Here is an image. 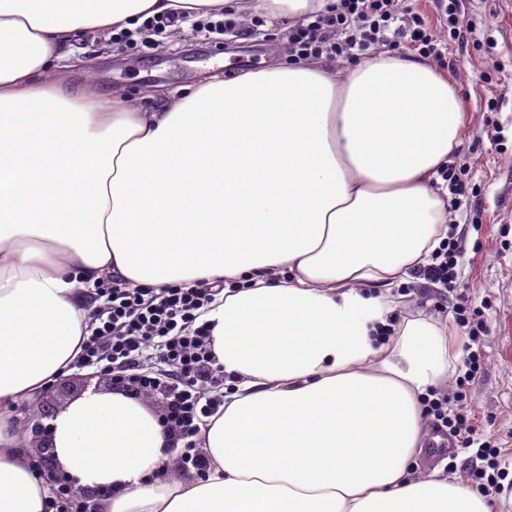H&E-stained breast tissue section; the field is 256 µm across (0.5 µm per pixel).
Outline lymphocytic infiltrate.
<instances>
[{
  "instance_id": "lymphocytic-infiltrate-1",
  "label": "lymphocytic infiltrate",
  "mask_w": 512,
  "mask_h": 512,
  "mask_svg": "<svg viewBox=\"0 0 512 512\" xmlns=\"http://www.w3.org/2000/svg\"><path fill=\"white\" fill-rule=\"evenodd\" d=\"M461 12L460 0H438L437 21L432 24L407 0H340L336 10L294 28L288 50L301 59L338 62L402 43L421 58L442 64L446 58L439 31L444 28L463 38ZM458 254L454 242L442 243L432 264L417 269V276L427 286L451 288ZM217 293L206 282L193 288H151L122 280L100 283L91 295L95 307L76 360L82 367L122 375L140 394L165 399L162 422L182 445L177 458L182 473H207L208 459L199 448V436L224 405V368L211 347L214 324L205 318ZM480 368V354L470 353L453 394H434L423 398L422 405L434 428L475 447L473 487L484 496L499 495L505 490L499 470L501 448L479 441L467 415L448 412L449 401L466 400L467 386Z\"/></svg>"
}]
</instances>
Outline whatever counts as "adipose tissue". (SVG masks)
I'll list each match as a JSON object with an SVG mask.
<instances>
[{
    "label": "adipose tissue",
    "instance_id": "ef3b65f1",
    "mask_svg": "<svg viewBox=\"0 0 512 512\" xmlns=\"http://www.w3.org/2000/svg\"><path fill=\"white\" fill-rule=\"evenodd\" d=\"M337 0H0V512H44L15 408L79 353L97 283L223 284L209 320L224 413L206 478L145 401L89 391L52 419L61 467L110 489L94 512H491L434 469L422 397L459 358L393 290L448 237L433 180L464 124L459 88L382 51L208 80L151 112L41 75L80 29Z\"/></svg>",
    "mask_w": 512,
    "mask_h": 512
}]
</instances>
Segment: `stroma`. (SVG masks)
Here are the masks:
<instances>
[{
  "label": "stroma",
  "mask_w": 512,
  "mask_h": 512,
  "mask_svg": "<svg viewBox=\"0 0 512 512\" xmlns=\"http://www.w3.org/2000/svg\"><path fill=\"white\" fill-rule=\"evenodd\" d=\"M470 25L467 41L448 43L453 66L447 77L459 85L467 107L460 142L450 159L466 169L477 194L450 207V235L461 245L452 291L421 287L407 278L401 315L430 317L456 337L453 310L482 311L486 330L478 350L483 365L470 382L465 406L484 437L500 439L506 482H512V0H462ZM294 21L264 13L233 19L222 35L207 39L190 24L168 27L159 37L140 34L96 39L79 30L57 65L71 87L118 95L144 111L159 108L162 92L198 86L203 78L231 80L245 72L288 63V33ZM473 449L425 450L415 475L452 467L468 481Z\"/></svg>",
  "instance_id": "stroma-1"
}]
</instances>
